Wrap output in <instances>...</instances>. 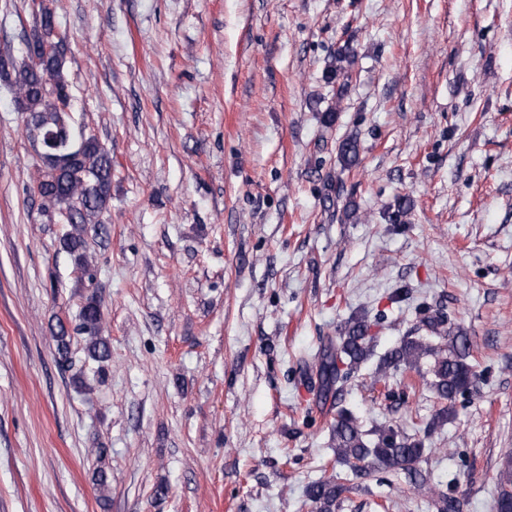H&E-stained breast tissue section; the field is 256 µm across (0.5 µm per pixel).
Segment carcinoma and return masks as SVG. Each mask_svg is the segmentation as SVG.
<instances>
[{"label": "carcinoma", "instance_id": "carcinoma-1", "mask_svg": "<svg viewBox=\"0 0 512 512\" xmlns=\"http://www.w3.org/2000/svg\"><path fill=\"white\" fill-rule=\"evenodd\" d=\"M64 36L56 30L55 13L40 2L34 9L32 34L26 38V59L16 62L0 56V79L7 82L17 109L27 114V128L39 145L37 177L32 190L40 198L39 212L49 221L65 224L63 249L74 257L76 266L87 279L93 278L95 264L87 252L85 226L99 223V216L109 209L112 200V156L97 138L88 136L76 142L72 135L70 95L64 74ZM354 63L348 47L336 51L326 72V79L348 77ZM345 166L358 158V144L353 137L339 146ZM443 321L430 317L425 326L442 340L434 345L424 336H408L399 346L387 351L370 377V392L389 401H405L406 392L389 388L390 378L405 375L417 368L424 357H432L433 381L430 387L438 397L453 401L465 393L476 379L474 365L468 362L470 343L467 336L451 335L442 329ZM75 331L85 338L90 359L104 363L111 357L110 346L102 336L103 316L96 295L88 296L77 316ZM377 336L366 315L348 319L336 347H328L314 358L313 366L323 395L341 396L343 386L373 354ZM56 350L62 364L70 367V335L63 322L54 333ZM448 408L441 409L425 427L421 437H409L388 424L370 432L362 429L358 418L349 410L336 408L330 423L335 442L336 461L344 471L311 484L307 495L315 512H335L343 494L354 488V479L375 472L413 475L415 465L427 448L425 440L448 422ZM493 512H512V459L505 461L499 473ZM418 490L430 494L438 512L451 508L448 496L420 483Z\"/></svg>", "mask_w": 512, "mask_h": 512}]
</instances>
